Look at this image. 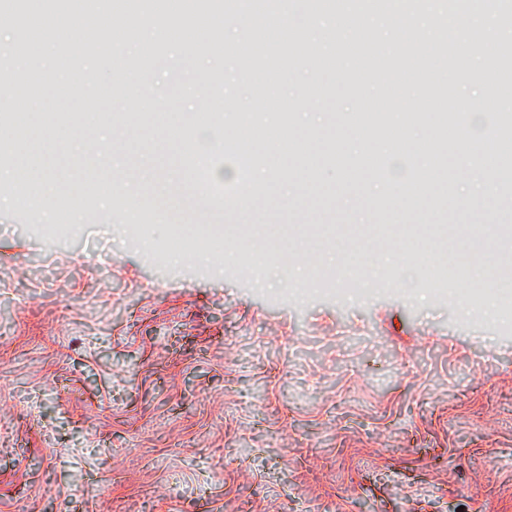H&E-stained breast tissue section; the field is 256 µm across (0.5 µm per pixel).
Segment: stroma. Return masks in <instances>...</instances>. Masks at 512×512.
<instances>
[{
    "label": "stroma",
    "mask_w": 512,
    "mask_h": 512,
    "mask_svg": "<svg viewBox=\"0 0 512 512\" xmlns=\"http://www.w3.org/2000/svg\"><path fill=\"white\" fill-rule=\"evenodd\" d=\"M35 35L7 59L0 82L72 86L96 56L106 90L113 67L131 84L157 80L165 101L126 94L117 112L154 121L97 126L83 97L29 114L0 102V512H512V330L437 301L411 278L388 276L386 253L366 254L363 294L340 302L283 295L288 269L261 281L221 271L205 255L169 251L129 235L147 224H416L411 143L397 153L339 115L342 107L417 114L419 131L447 105L423 100L420 75L469 89L486 74L502 24L482 27L481 53L460 39L467 72L437 53L432 16L398 0L380 13L344 6L312 13L307 0H275L209 16L227 38L262 44L266 62L224 60L201 30L173 37L191 0H142L116 14L93 0L111 39L59 70L57 0H28ZM382 15L387 54L417 52L418 67L380 83V58L345 51L352 19ZM317 44L314 79L282 57L283 43ZM308 93L290 105L293 87ZM232 99V125L170 129L169 112H207ZM260 112L284 113L293 147L255 179L232 139L254 152L269 140ZM61 147L60 159L15 175L17 144ZM469 171L455 166L452 202L438 224H512V206L467 200ZM401 196L390 200L393 182ZM138 183L140 200L120 201ZM44 224H73L50 236Z\"/></svg>",
    "instance_id": "1"
}]
</instances>
